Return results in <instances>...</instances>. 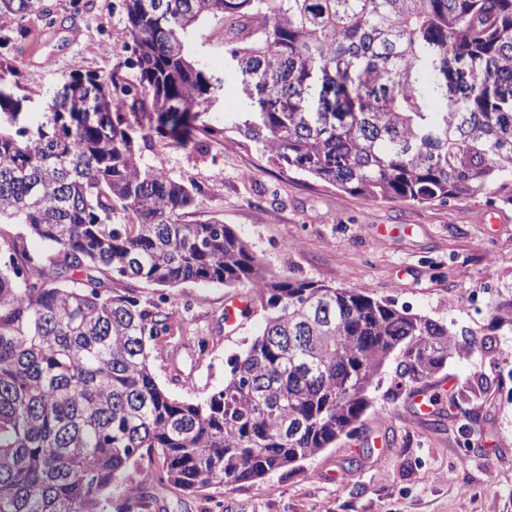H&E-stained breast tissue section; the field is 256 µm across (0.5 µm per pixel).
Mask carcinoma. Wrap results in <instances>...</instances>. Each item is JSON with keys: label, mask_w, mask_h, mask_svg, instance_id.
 Returning <instances> with one entry per match:
<instances>
[{"label": "carcinoma", "mask_w": 512, "mask_h": 512, "mask_svg": "<svg viewBox=\"0 0 512 512\" xmlns=\"http://www.w3.org/2000/svg\"><path fill=\"white\" fill-rule=\"evenodd\" d=\"M138 84L75 73L43 121L0 87V512H110L144 448L186 494L256 484L356 428L397 357L398 385L435 378L474 345L448 325L357 286L270 274L223 221L182 216L193 188L143 164L129 112L203 151L216 89L189 49L224 22V57L251 108L240 132L278 165L371 202L488 195L512 208V0H123ZM46 17L0 0V30ZM441 100L433 110L427 98ZM133 224H115L114 215ZM158 288L247 282L266 326L224 387L178 400L146 344L169 325L96 273ZM512 329V298L491 328Z\"/></svg>", "instance_id": "obj_1"}]
</instances>
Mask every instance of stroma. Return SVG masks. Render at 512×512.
Listing matches in <instances>:
<instances>
[{"label":"stroma","instance_id":"stroma-1","mask_svg":"<svg viewBox=\"0 0 512 512\" xmlns=\"http://www.w3.org/2000/svg\"><path fill=\"white\" fill-rule=\"evenodd\" d=\"M44 5L50 22L24 20L26 39L0 44V80L23 99L31 124L41 121L48 94L75 72L137 78L126 65L121 0ZM105 40L111 53L100 50ZM193 44L207 74L221 82L200 120L223 129V141L203 154L169 148L156 136L139 143L145 165L193 186L200 206L185 221L220 218L274 273L363 288L451 331L490 336L492 346L449 359L442 376L456 402L433 420L416 416L388 361L368 390L370 407L355 436L254 485L188 496L158 483L159 453L143 455L128 476L146 485V512H210L216 501L221 512H512V331L491 329L490 313L474 320L465 311L476 291L490 305L512 297V209H497L482 195L446 204L373 203L279 167L239 132L248 109L239 74L224 65L223 25L202 20ZM102 281L168 314V333L148 341L147 353L160 386L177 399L220 389L230 359L263 328L257 308L236 332L224 324L226 299L250 293L247 285L199 282L163 291L107 275ZM373 433L383 447L373 446Z\"/></svg>","mask_w":512,"mask_h":512}]
</instances>
